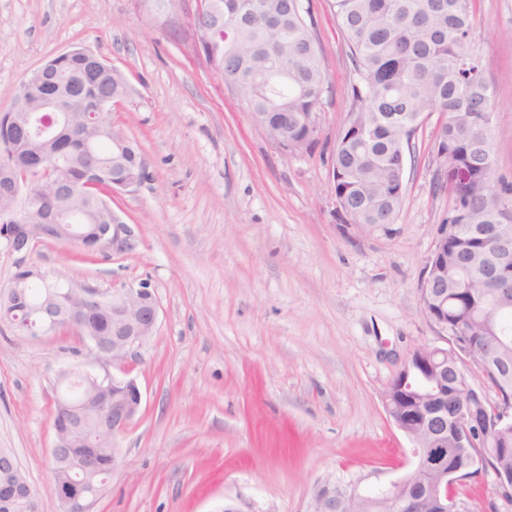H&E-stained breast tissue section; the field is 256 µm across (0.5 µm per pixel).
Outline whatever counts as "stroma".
Wrapping results in <instances>:
<instances>
[{
    "mask_svg": "<svg viewBox=\"0 0 512 512\" xmlns=\"http://www.w3.org/2000/svg\"><path fill=\"white\" fill-rule=\"evenodd\" d=\"M308 7L329 88L315 145L286 157L194 51L196 0L174 32L137 0H0V111L30 71L92 50L127 77L132 92L112 123L146 165L140 185L114 196L135 250L81 263L74 244L49 242L27 258L106 295L146 282L159 300L153 336L127 361L141 412L92 512H215L227 499L240 512H307L327 477L372 494L411 468L382 397L415 349L445 344L419 294L448 217L436 120L411 140L395 222L342 223L331 166L353 108V64L330 0ZM476 39L496 94V175L512 182V0H478ZM83 350L69 331L31 340L0 323V448L40 512H61L55 374ZM459 500L462 512H512L490 474L467 481Z\"/></svg>",
    "mask_w": 512,
    "mask_h": 512,
    "instance_id": "1",
    "label": "stroma"
}]
</instances>
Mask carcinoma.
Returning <instances> with one entry per match:
<instances>
[{
    "label": "carcinoma",
    "mask_w": 512,
    "mask_h": 512,
    "mask_svg": "<svg viewBox=\"0 0 512 512\" xmlns=\"http://www.w3.org/2000/svg\"><path fill=\"white\" fill-rule=\"evenodd\" d=\"M476 0H331L336 22L343 32L354 65L353 119L339 133L334 162V191L342 210L355 224H392L405 193V157L410 141L425 120L438 115V138L434 149L448 150V172L440 177V188L448 191L452 222L463 225L448 243V293L444 313L448 318V341L462 359L448 360V369L429 368L416 361L409 377L399 374L388 389L391 408L414 418L429 419L430 406L401 391L404 383L417 389L439 387L435 404L453 414L459 393L472 386L471 368L479 369L497 391L498 402L474 397L469 409L489 431L490 447L476 429L448 420V454L424 459L418 480L437 479L438 471L456 470L464 457L454 448L458 437L471 434L468 452L481 455L483 471L512 475V425L499 423L512 409V308L495 315L492 296L478 280L464 283L456 274L458 251L476 258L488 250L471 236L466 224L512 222L503 200L512 199V184L495 178V143L489 128L495 114V94L486 80L487 62L479 54L475 39ZM224 16V25L213 30L212 52L224 63V77L241 85L247 108L265 113L264 122L277 128L280 113H288V137L313 142L314 131L305 119L317 111L328 83L319 57L304 0H207ZM49 86L81 68L78 57L56 56L49 60ZM128 92L124 74L114 68L112 76L87 78L84 101L73 119L82 132L98 137L95 151L86 153L77 140L64 146L60 157V181L76 189L86 171H105L103 192L83 196V213L73 223L110 224L112 189L129 186L145 177L146 166L138 143L115 130L112 113L96 111L103 98H121ZM26 137V129L8 121L0 112V167L14 155L1 150ZM124 143V154H112L113 141ZM46 191L40 179L21 181L14 200L26 208ZM60 287L35 278L27 288V303L20 316L37 321L39 304L48 291ZM98 465L94 480L112 477V462L118 445L112 441L96 448ZM330 492L343 500L341 512H391L385 492L364 497L360 507L341 484Z\"/></svg>",
    "instance_id": "cac0c4a2"
}]
</instances>
